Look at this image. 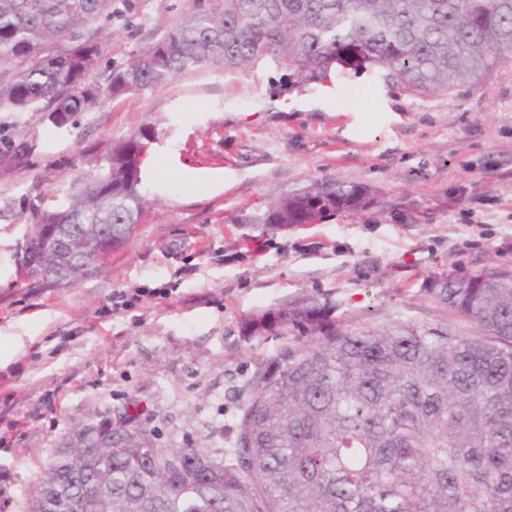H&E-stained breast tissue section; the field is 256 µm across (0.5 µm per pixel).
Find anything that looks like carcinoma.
<instances>
[{
  "instance_id": "carcinoma-1",
  "label": "carcinoma",
  "mask_w": 512,
  "mask_h": 512,
  "mask_svg": "<svg viewBox=\"0 0 512 512\" xmlns=\"http://www.w3.org/2000/svg\"><path fill=\"white\" fill-rule=\"evenodd\" d=\"M112 0H0V112H45L57 128L102 99L170 82L203 65L241 68L271 55L311 81L335 65L369 68L417 95L486 81L512 61V0H220L91 80L83 54L103 58L88 25ZM140 130L86 150L88 169L62 208L29 205L26 248L52 224L102 232L121 248L148 201ZM36 137L0 138V174L27 167ZM96 182L90 187V178ZM374 200L357 183L314 182L255 218L272 230L316 223ZM101 266L69 274L67 287ZM431 289L485 332L398 324L349 329L314 299L244 321L251 336H292L253 383L231 457L202 448H128L105 421L74 429L72 452L40 473L29 512L52 480L73 493L80 460L112 440L109 497L95 512H512V270L449 273Z\"/></svg>"
}]
</instances>
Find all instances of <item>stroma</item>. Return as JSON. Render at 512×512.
Returning <instances> with one entry per match:
<instances>
[{
	"label": "stroma",
	"instance_id": "stroma-1",
	"mask_svg": "<svg viewBox=\"0 0 512 512\" xmlns=\"http://www.w3.org/2000/svg\"><path fill=\"white\" fill-rule=\"evenodd\" d=\"M200 0H112L99 22L104 65H121ZM36 134L29 167L0 175V512H27L51 448L78 423L132 414L155 447L234 444L263 361L289 342L251 336L246 317L303 297L344 324L476 326L428 280L512 269V62L478 86L414 95L367 69L310 83L273 59L202 66L107 100L57 129L43 113L0 112ZM150 206L123 248L64 288L32 287L18 245L32 199L65 201L84 151L138 130ZM375 189L376 200L319 223H249L313 181ZM130 310L101 316L116 295Z\"/></svg>",
	"mask_w": 512,
	"mask_h": 512
}]
</instances>
